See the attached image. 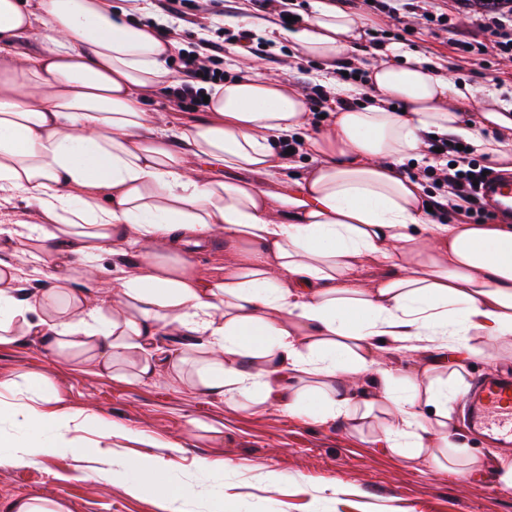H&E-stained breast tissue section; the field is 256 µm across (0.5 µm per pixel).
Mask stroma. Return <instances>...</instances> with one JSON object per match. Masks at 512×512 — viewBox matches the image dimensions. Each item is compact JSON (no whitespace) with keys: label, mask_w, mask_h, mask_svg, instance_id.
Listing matches in <instances>:
<instances>
[{"label":"stroma","mask_w":512,"mask_h":512,"mask_svg":"<svg viewBox=\"0 0 512 512\" xmlns=\"http://www.w3.org/2000/svg\"><path fill=\"white\" fill-rule=\"evenodd\" d=\"M364 24L358 49L345 66L365 69L376 50L404 45L441 65L450 82L477 89V103L512 105V56L488 51L490 34L477 31L473 14L453 10L450 0H344ZM224 30L216 34L218 66L225 77L255 70L312 89L319 62L298 59L277 37V0L254 10L249 0H221ZM446 16L429 23L424 12ZM248 29L261 54L231 52L229 33ZM476 36L472 52L459 50L455 35ZM468 376L512 373V346L479 336ZM47 376L58 392L47 412L96 411L112 421L111 440L83 457L62 453L23 460L0 456V502L25 496L57 500L70 512H159L154 496L130 495L121 480L103 472L125 471L131 458L147 456L170 469L173 484H191L194 512H512V489L487 469L462 464L451 473L429 447L423 459L396 457L378 431L352 433L343 423L320 425L288 414L277 403L240 411L164 376L141 381L111 379L59 360L35 340L0 346V380L25 382ZM221 473L208 471V464ZM276 473L269 483L268 473Z\"/></svg>","instance_id":"1"}]
</instances>
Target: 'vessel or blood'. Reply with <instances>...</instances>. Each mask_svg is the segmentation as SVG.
Returning <instances> with one entry per match:
<instances>
[{
  "instance_id": "vessel-or-blood-1",
  "label": "vessel or blood",
  "mask_w": 512,
  "mask_h": 512,
  "mask_svg": "<svg viewBox=\"0 0 512 512\" xmlns=\"http://www.w3.org/2000/svg\"><path fill=\"white\" fill-rule=\"evenodd\" d=\"M484 205L512 217V174L488 176L480 190ZM472 431L500 448L512 447V376L477 378L462 399Z\"/></svg>"
}]
</instances>
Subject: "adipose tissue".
Here are the masks:
<instances>
[{"label": "adipose tissue", "mask_w": 512, "mask_h": 512, "mask_svg": "<svg viewBox=\"0 0 512 512\" xmlns=\"http://www.w3.org/2000/svg\"><path fill=\"white\" fill-rule=\"evenodd\" d=\"M362 28L316 0L299 28L279 35L329 68ZM179 48L155 26L127 23L110 0H0V201L35 206L39 223L17 241H38L54 258L0 257V345L31 337L111 378L169 370L225 405L273 398L358 433L379 410L393 454L419 459L428 436L458 450L451 398L478 352L471 339L512 341V224L437 223L424 186L398 167L426 161L432 134L511 162L512 109L472 112L474 97L434 63L388 47L367 68L369 102L306 136L313 166L271 190L252 177L278 181L289 169L272 141L307 127L306 96L259 73L229 78L206 86L202 117L169 126L145 99L173 86ZM217 236L228 252L221 272L196 270L189 247ZM151 242L162 252L116 266L111 311L78 288L103 255ZM366 261L386 275L363 279ZM29 278L45 288L27 295ZM165 329L188 349L156 346ZM392 348L431 357L401 372L382 365ZM16 426L21 438L0 435V450L18 457L80 456L81 432L103 441L113 432L92 412L34 406ZM126 482L164 512L195 497L149 458L131 460Z\"/></svg>", "instance_id": "obj_1"}]
</instances>
